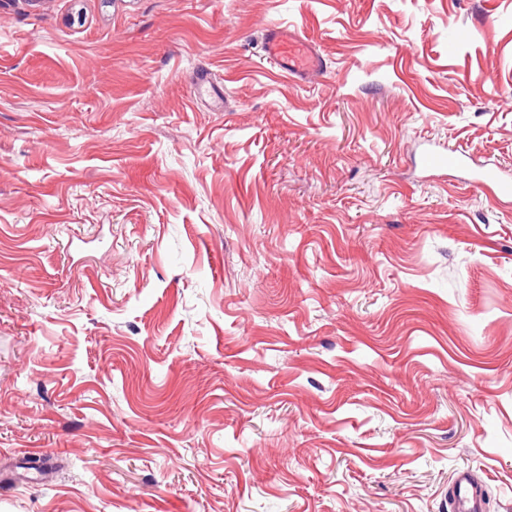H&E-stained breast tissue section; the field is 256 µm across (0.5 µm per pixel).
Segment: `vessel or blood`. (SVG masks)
Here are the masks:
<instances>
[{"instance_id": "b4317fda", "label": "vessel or blood", "mask_w": 512, "mask_h": 512, "mask_svg": "<svg viewBox=\"0 0 512 512\" xmlns=\"http://www.w3.org/2000/svg\"><path fill=\"white\" fill-rule=\"evenodd\" d=\"M264 48L267 57L291 76H317L327 68L324 57L311 43L284 26L268 28ZM448 507L450 512H481L482 492L472 472H461L455 478Z\"/></svg>"}]
</instances>
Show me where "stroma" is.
Returning a JSON list of instances; mask_svg holds the SVG:
<instances>
[{
    "label": "stroma",
    "instance_id": "35a3bbf8",
    "mask_svg": "<svg viewBox=\"0 0 512 512\" xmlns=\"http://www.w3.org/2000/svg\"><path fill=\"white\" fill-rule=\"evenodd\" d=\"M488 162L512 0H0V512H512ZM267 57L291 76L312 77L327 68L324 57L298 32L285 26L268 28L264 37ZM448 507L451 512H481L482 492L470 471H463L455 478Z\"/></svg>",
    "mask_w": 512,
    "mask_h": 512
}]
</instances>
